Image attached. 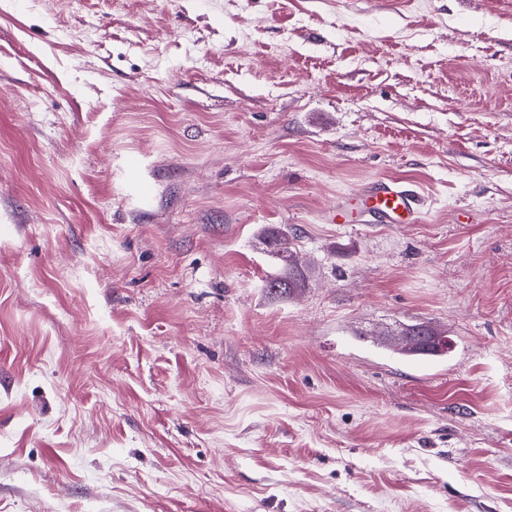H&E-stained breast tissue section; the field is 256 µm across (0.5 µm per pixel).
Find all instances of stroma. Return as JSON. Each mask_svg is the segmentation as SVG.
<instances>
[{"label":"stroma","instance_id":"stroma-1","mask_svg":"<svg viewBox=\"0 0 512 512\" xmlns=\"http://www.w3.org/2000/svg\"><path fill=\"white\" fill-rule=\"evenodd\" d=\"M0 512H512V0H0ZM372 224H418L422 213L420 195L396 179H378L357 194ZM267 243L274 252L284 271L267 281V288L272 293H286L293 288H301L305 277L304 271L295 262L291 246L292 237L288 235V229L278 227L271 228L267 234ZM401 353L408 357L435 358L447 355V345H432L417 338L402 340Z\"/></svg>","mask_w":512,"mask_h":512}]
</instances>
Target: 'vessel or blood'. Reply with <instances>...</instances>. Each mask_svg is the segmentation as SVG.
Wrapping results in <instances>:
<instances>
[{"mask_svg":"<svg viewBox=\"0 0 512 512\" xmlns=\"http://www.w3.org/2000/svg\"><path fill=\"white\" fill-rule=\"evenodd\" d=\"M371 222L376 224H416L422 213L420 195L395 179H378L357 193Z\"/></svg>","mask_w":512,"mask_h":512,"instance_id":"1","label":"vessel or blood"}]
</instances>
